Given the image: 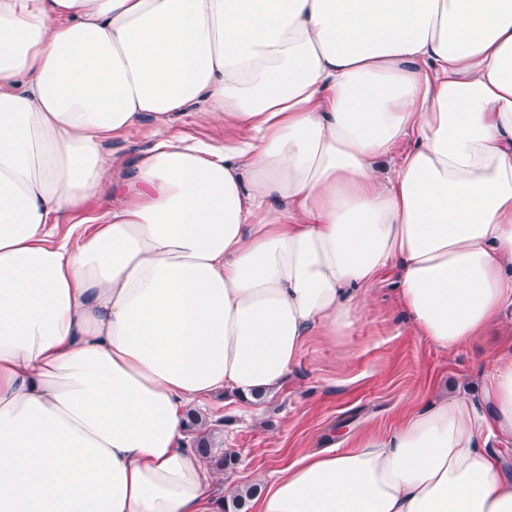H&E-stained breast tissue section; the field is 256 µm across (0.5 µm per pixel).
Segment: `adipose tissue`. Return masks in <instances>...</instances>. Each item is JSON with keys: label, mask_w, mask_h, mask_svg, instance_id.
<instances>
[{"label": "adipose tissue", "mask_w": 512, "mask_h": 512, "mask_svg": "<svg viewBox=\"0 0 512 512\" xmlns=\"http://www.w3.org/2000/svg\"><path fill=\"white\" fill-rule=\"evenodd\" d=\"M184 115L247 137L113 177ZM388 272L444 351L512 311V0H0V512H212L188 413L272 398ZM250 508L512 512V346ZM159 135L150 120H143L124 134L108 141L106 146L115 161L116 174H122L123 170L132 164L136 155L149 148ZM111 206L112 194L106 193L101 198L92 201L83 213L77 216H71L64 219L61 222L62 224L59 225L58 230L60 233H64L67 229L68 224H74L77 221L97 216L99 213L110 208Z\"/></svg>", "instance_id": "obj_1"}]
</instances>
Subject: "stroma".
<instances>
[{
	"label": "stroma",
	"mask_w": 512,
	"mask_h": 512,
	"mask_svg": "<svg viewBox=\"0 0 512 512\" xmlns=\"http://www.w3.org/2000/svg\"><path fill=\"white\" fill-rule=\"evenodd\" d=\"M167 134L220 146L241 139L244 131L185 116ZM157 136L145 120L108 141L117 170L130 166ZM392 280L388 274L374 286L337 346L318 336L306 341L291 380L261 413L221 393L209 401L207 426L216 447L238 454L234 472L243 487L265 484L274 471L340 443L346 434L392 429L410 406L427 404L433 391L447 392L452 384L476 389L484 360L512 341V319L506 317L468 345L440 350L408 324Z\"/></svg>",
	"instance_id": "35a3bbf8"
}]
</instances>
